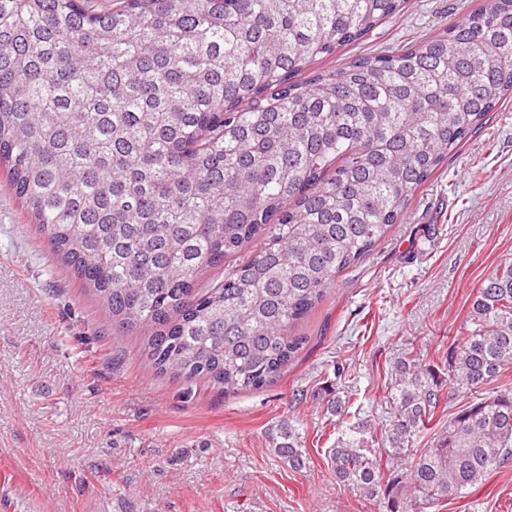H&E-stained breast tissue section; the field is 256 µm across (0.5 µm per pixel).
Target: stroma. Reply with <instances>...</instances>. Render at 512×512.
<instances>
[{
	"instance_id": "1",
	"label": "stroma",
	"mask_w": 512,
	"mask_h": 512,
	"mask_svg": "<svg viewBox=\"0 0 512 512\" xmlns=\"http://www.w3.org/2000/svg\"><path fill=\"white\" fill-rule=\"evenodd\" d=\"M482 3L407 0L365 41L317 66L429 37ZM505 258L512 100L449 154L372 254L340 273L335 292L298 325L307 342L283 376L227 394L149 369L146 332L115 326L0 173V512H378L337 483L326 451L359 419L385 439L393 359L414 347L440 364L481 281ZM328 386L346 416L328 408ZM472 398L457 391L431 430L406 439L396 476ZM290 419L302 426L300 470L269 443ZM439 509L512 512V464Z\"/></svg>"
}]
</instances>
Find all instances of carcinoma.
<instances>
[{"instance_id": "1", "label": "carcinoma", "mask_w": 512, "mask_h": 512, "mask_svg": "<svg viewBox=\"0 0 512 512\" xmlns=\"http://www.w3.org/2000/svg\"><path fill=\"white\" fill-rule=\"evenodd\" d=\"M405 0H0V167L53 252L146 365L226 393L276 382L299 322L397 223L416 191L512 96V0L432 37L296 77ZM264 246L202 294L200 273ZM512 260L478 287L448 346V389L393 362L388 449L358 421L328 465L382 512H426L512 462ZM482 398L386 480L452 392ZM274 453L305 465L300 422Z\"/></svg>"}]
</instances>
